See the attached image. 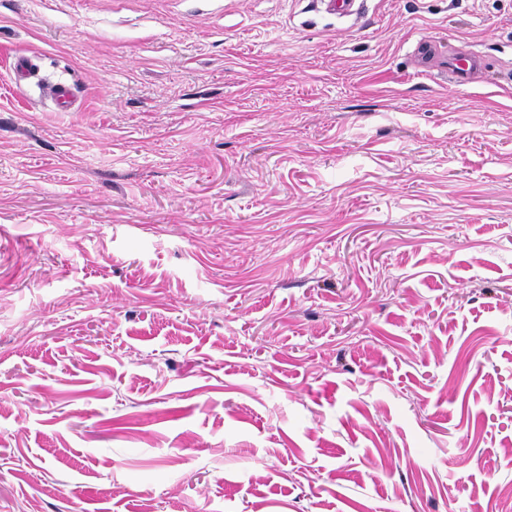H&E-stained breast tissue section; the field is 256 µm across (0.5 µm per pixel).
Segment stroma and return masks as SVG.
Segmentation results:
<instances>
[{"label": "stroma", "instance_id": "stroma-1", "mask_svg": "<svg viewBox=\"0 0 512 512\" xmlns=\"http://www.w3.org/2000/svg\"><path fill=\"white\" fill-rule=\"evenodd\" d=\"M0 512H512V0H0ZM479 63V58L474 54L451 52L445 58L448 65L449 82L458 86L466 85L470 70Z\"/></svg>", "mask_w": 512, "mask_h": 512}]
</instances>
